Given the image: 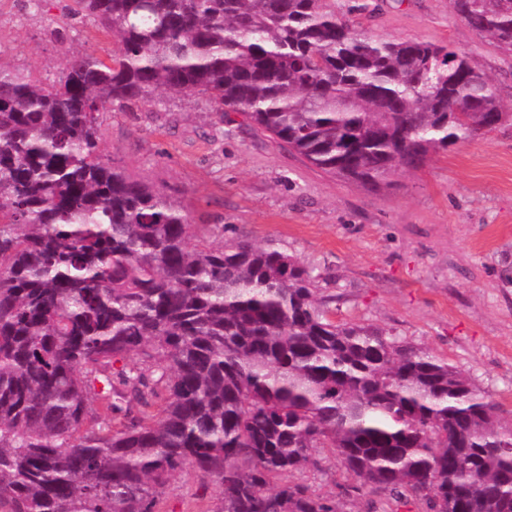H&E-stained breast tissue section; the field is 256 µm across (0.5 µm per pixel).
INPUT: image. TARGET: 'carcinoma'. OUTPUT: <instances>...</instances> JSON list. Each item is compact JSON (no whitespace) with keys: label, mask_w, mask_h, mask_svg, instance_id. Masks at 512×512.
<instances>
[{"label":"carcinoma","mask_w":512,"mask_h":512,"mask_svg":"<svg viewBox=\"0 0 512 512\" xmlns=\"http://www.w3.org/2000/svg\"><path fill=\"white\" fill-rule=\"evenodd\" d=\"M512 54V0H451ZM112 36L46 87L0 68V512H512V423L462 370L338 324L273 245H215L100 150L99 115L163 91L242 112L313 166L387 181L512 117L446 46L354 33L326 0H68ZM337 461L324 496L297 474ZM293 480H307L314 488L321 493H337L338 485L355 484L353 476L347 474L339 463L329 470L328 475H319L313 473L297 474ZM219 499V488L212 482L201 483L192 473L172 477L159 498L160 512H200L213 509ZM377 500L376 501V507L378 511L386 510V511H397V512H425L426 506L421 501H411L408 505H398L396 503L391 504L389 507L388 505L380 502L378 499L373 498L372 496H366L363 497L360 496L354 507H352L350 510L352 511H362L366 512L368 510V502L371 500ZM384 508V509H383Z\"/></svg>","instance_id":"carcinoma-1"}]
</instances>
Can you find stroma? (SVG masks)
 <instances>
[{"label": "stroma", "instance_id": "35a3bbf8", "mask_svg": "<svg viewBox=\"0 0 512 512\" xmlns=\"http://www.w3.org/2000/svg\"><path fill=\"white\" fill-rule=\"evenodd\" d=\"M66 0H0V67L53 85L68 60L113 40ZM361 35L443 45L470 58L512 112V54L449 0H330ZM102 149L172 195L217 244H271L312 268L329 318L368 323L465 371L512 420V120L366 187L312 166L206 97L155 94L100 115ZM217 485L183 472L159 512H210Z\"/></svg>", "mask_w": 512, "mask_h": 512}]
</instances>
